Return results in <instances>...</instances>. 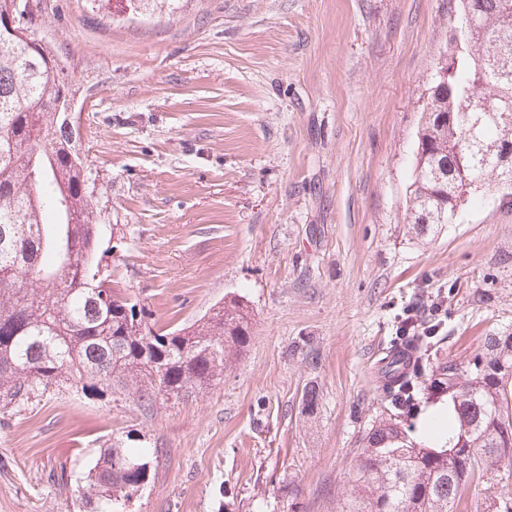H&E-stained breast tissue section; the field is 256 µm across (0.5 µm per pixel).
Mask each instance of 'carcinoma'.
Instances as JSON below:
<instances>
[{"mask_svg":"<svg viewBox=\"0 0 512 512\" xmlns=\"http://www.w3.org/2000/svg\"><path fill=\"white\" fill-rule=\"evenodd\" d=\"M479 29L469 0L449 6L462 42L445 64L454 92L433 82L422 107L409 223L448 224L481 189L512 180L497 148L512 143V0H482ZM73 92L45 46L0 36V407L55 387L123 389L142 406L200 394L251 339L252 314L232 298L194 323L155 333L136 304L112 291L95 265L100 217L83 184L76 136L59 108ZM459 210H454V205ZM412 361L385 390L394 411L373 421L354 452L343 512H456L466 491L494 469L512 470V333L487 338L463 369L428 365L431 337L410 336ZM453 405L446 448L409 441L402 417L424 393ZM155 452L112 440L90 470L88 500L123 512L150 479Z\"/></svg>","mask_w":512,"mask_h":512,"instance_id":"1","label":"carcinoma"}]
</instances>
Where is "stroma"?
Here are the masks:
<instances>
[{"instance_id":"obj_1","label":"stroma","mask_w":512,"mask_h":512,"mask_svg":"<svg viewBox=\"0 0 512 512\" xmlns=\"http://www.w3.org/2000/svg\"><path fill=\"white\" fill-rule=\"evenodd\" d=\"M40 6L83 114L102 276L154 330L231 296L253 327L198 396L148 409L73 387L0 412V512H93L80 488L127 435L158 463L125 512H341L405 308L441 302L442 362L512 331V210L489 193L458 223L408 222L448 0Z\"/></svg>"}]
</instances>
